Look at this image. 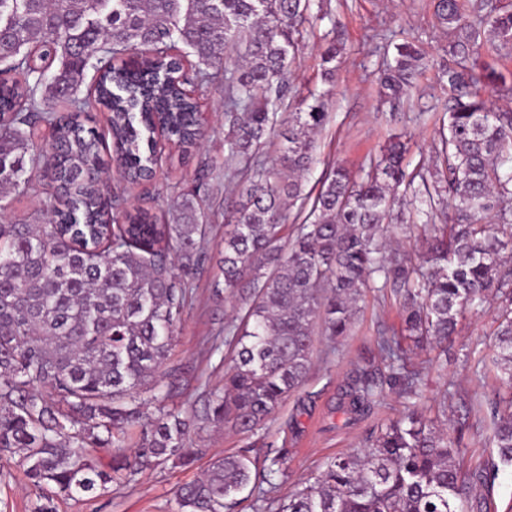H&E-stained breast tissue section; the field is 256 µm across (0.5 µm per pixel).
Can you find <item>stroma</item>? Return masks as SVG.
<instances>
[{"label": "stroma", "mask_w": 512, "mask_h": 512, "mask_svg": "<svg viewBox=\"0 0 512 512\" xmlns=\"http://www.w3.org/2000/svg\"><path fill=\"white\" fill-rule=\"evenodd\" d=\"M332 41L341 48L340 70L326 123L317 136V162L307 189H317L330 165L363 177L369 160L399 134L410 140L405 159L409 168L439 164L435 149L450 105L441 79L448 36L436 21L433 0H313L300 63L282 113L295 111L309 92L322 90L320 54ZM407 41L424 50L426 69L410 93L393 104L382 95L380 71L392 60L396 45ZM201 102L208 115L204 139L187 156L165 146L153 183L126 185L112 151L102 153L105 171L112 178L110 188L124 197L126 209L142 208L166 218L181 194L202 185L209 196L207 259L193 282L192 298L166 362L171 391L163 404L148 405L150 417L162 407L204 413L209 391L224 385V370L232 358L228 328L241 313L239 298L221 285L216 267L224 246V225L238 201L234 184L224 178L222 83L214 82ZM400 309L395 295L367 292L349 336L335 342L314 336L304 382L261 427L241 434L204 425L191 435L200 450L193 465L154 467L133 480L110 484L94 498L60 502L58 512H179L178 488L199 477L215 459L243 448L249 449L259 469L274 456H283L277 493L285 496L313 479L328 460L361 447L378 428L412 409L459 437L458 458L467 470H475L489 433L475 427L473 409L506 390L490 366L496 328L492 308L466 314L448 343L413 351V362L423 369L418 396L407 400L387 391L379 405L356 421L336 410L357 369L369 368L381 379L387 376L376 336L381 327L399 326ZM35 498L22 470L11 461L0 463V512H31Z\"/></svg>", "instance_id": "35a3bbf8"}]
</instances>
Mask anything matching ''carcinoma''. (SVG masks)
<instances>
[{
  "mask_svg": "<svg viewBox=\"0 0 512 512\" xmlns=\"http://www.w3.org/2000/svg\"><path fill=\"white\" fill-rule=\"evenodd\" d=\"M310 5L0 0V213L15 195L36 191V173H47L39 163L54 168L55 192L32 221L0 222V460L18 458L37 492L32 512H57L60 498L80 502L164 462L191 465L200 449L190 432L206 422L254 431L303 383L312 337L348 335L371 288L401 299V333L383 328L377 336L390 388L418 395L422 372L406 341L440 345L467 311L487 304L498 323L492 365L512 384V110L480 95L506 75L448 63L444 169L407 172V146L395 137L361 180L333 166L312 195L304 180L329 94L291 113L276 166L260 160ZM435 14L454 59L512 51V0H474L468 11L461 0H436ZM339 54L333 43L322 53L328 83ZM421 60L415 45L397 47L381 79L384 96L407 93ZM186 61L199 92L214 73L224 76V176L244 178L217 267L225 290L241 294L244 314L224 388L209 393L205 414L168 410L151 419L140 394L161 388L207 225L194 194L182 195L172 223L160 224L142 210L120 211L122 197L92 174L109 140L131 186L154 177L157 131L184 153L198 147L205 131L196 123L199 98L180 80ZM90 67L96 76L82 96ZM51 101L65 111L49 109ZM94 112L109 113L107 130L86 126ZM42 123L52 128L44 156ZM292 207L304 218L290 231ZM415 229L427 240L417 263L390 237ZM384 385L358 372L338 409L368 413ZM478 424L491 430L495 453L468 476L448 432L414 410L284 498L262 489L276 488L279 459L257 478L251 459L237 453L181 486L177 503L180 512H232L252 483L262 512H475L473 485L512 469V397L493 399Z\"/></svg>",
  "mask_w": 512,
  "mask_h": 512,
  "instance_id": "carcinoma-1",
  "label": "carcinoma"
}]
</instances>
